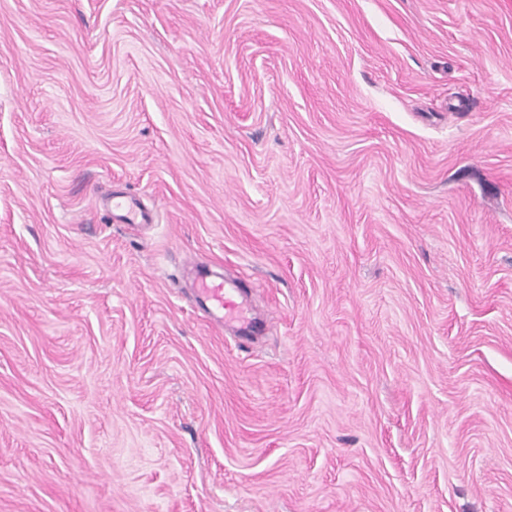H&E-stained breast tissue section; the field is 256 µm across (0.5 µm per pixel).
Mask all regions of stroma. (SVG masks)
Instances as JSON below:
<instances>
[{"label":"stroma","mask_w":512,"mask_h":512,"mask_svg":"<svg viewBox=\"0 0 512 512\" xmlns=\"http://www.w3.org/2000/svg\"><path fill=\"white\" fill-rule=\"evenodd\" d=\"M0 512H512V0H0ZM112 208L121 212L118 217L125 224H141L147 219V215L134 196L114 200ZM196 293L202 302L220 313L225 320L233 319L246 326L251 324L247 317L248 297L235 285L223 279L215 280L208 273L201 272L197 277Z\"/></svg>","instance_id":"35a3bbf8"}]
</instances>
